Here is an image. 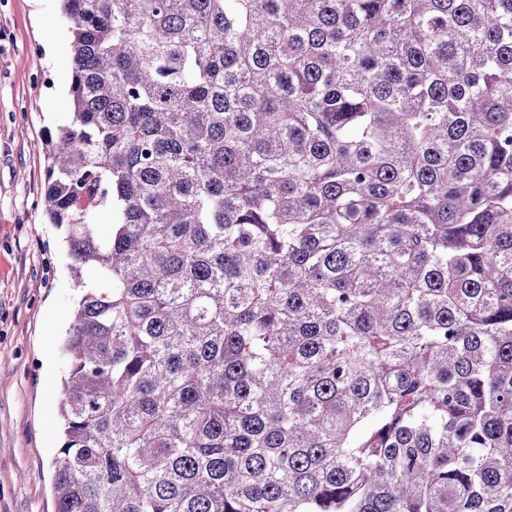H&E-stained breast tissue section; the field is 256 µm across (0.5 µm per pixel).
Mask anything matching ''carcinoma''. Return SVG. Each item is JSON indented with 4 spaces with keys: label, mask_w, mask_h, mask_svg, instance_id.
<instances>
[{
    "label": "carcinoma",
    "mask_w": 512,
    "mask_h": 512,
    "mask_svg": "<svg viewBox=\"0 0 512 512\" xmlns=\"http://www.w3.org/2000/svg\"><path fill=\"white\" fill-rule=\"evenodd\" d=\"M62 2L55 512H512V0Z\"/></svg>",
    "instance_id": "obj_1"
}]
</instances>
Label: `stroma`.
Listing matches in <instances>:
<instances>
[{"label": "stroma", "mask_w": 512, "mask_h": 512, "mask_svg": "<svg viewBox=\"0 0 512 512\" xmlns=\"http://www.w3.org/2000/svg\"><path fill=\"white\" fill-rule=\"evenodd\" d=\"M72 72L59 0H0V512H54L62 340L79 290L42 200Z\"/></svg>", "instance_id": "35a3bbf8"}]
</instances>
